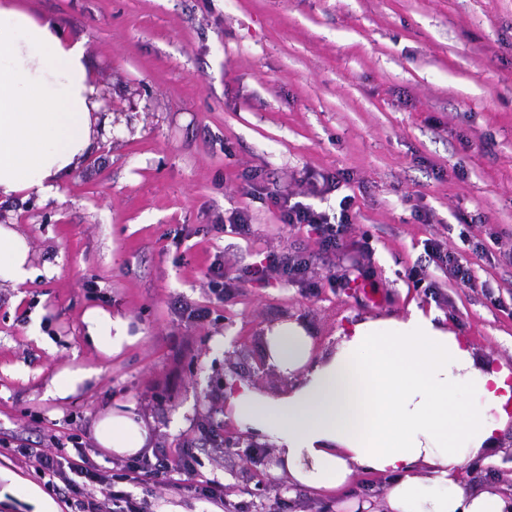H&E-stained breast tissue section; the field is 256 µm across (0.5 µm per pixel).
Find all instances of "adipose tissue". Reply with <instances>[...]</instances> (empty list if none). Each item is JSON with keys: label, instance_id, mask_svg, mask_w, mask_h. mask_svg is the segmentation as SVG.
I'll return each instance as SVG.
<instances>
[{"label": "adipose tissue", "instance_id": "adipose-tissue-1", "mask_svg": "<svg viewBox=\"0 0 512 512\" xmlns=\"http://www.w3.org/2000/svg\"><path fill=\"white\" fill-rule=\"evenodd\" d=\"M112 136L82 41L20 0H0V197L55 194L59 177ZM31 247L0 224V284L31 277ZM105 355L132 342L126 319L101 308L84 316ZM265 361L288 377L271 396L240 381L224 390V417L274 445L275 474L294 489L341 495L361 472L387 477L385 512H512V496L459 484L468 463L512 422V371L486 364L435 314L367 319L336 349L315 356L296 321L267 330ZM99 444L137 454L149 438L133 412L112 408Z\"/></svg>", "mask_w": 512, "mask_h": 512}]
</instances>
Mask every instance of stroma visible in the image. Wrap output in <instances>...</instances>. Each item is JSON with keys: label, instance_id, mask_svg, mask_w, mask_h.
Masks as SVG:
<instances>
[{"label": "stroma", "instance_id": "35a3bbf8", "mask_svg": "<svg viewBox=\"0 0 512 512\" xmlns=\"http://www.w3.org/2000/svg\"><path fill=\"white\" fill-rule=\"evenodd\" d=\"M84 41L101 98L112 103V139L64 174L58 194L0 202V219L31 245L32 280L0 286V512H34L22 485L41 486L20 446L48 435L93 442L91 462L116 457L96 445L95 424L129 407L149 428V447L175 456L194 445L200 479L227 488L237 512H259L274 495H248L252 470L201 428L237 437L224 420V380L244 378L269 395L286 379L260 370L265 330L295 320L316 354L334 349L347 324L434 311L477 353L512 369V0H24ZM347 172L323 205L353 196L349 239L328 255L314 235L280 223L265 185L308 193L310 176ZM245 210L252 231L219 232ZM428 213L422 223L419 213ZM473 218L461 240L458 215ZM428 238L467 260L483 289L430 268L435 294L404 271ZM480 241L482 254L469 242ZM302 251L316 292L280 279L217 297L205 274L222 259L238 275L267 252ZM371 263L376 287L359 271ZM350 276L349 287L331 282ZM207 308L199 323L181 303ZM100 307L129 321L132 344L108 357L86 339L83 316ZM95 377L64 400L45 395L64 369ZM512 451L502 431L481 474L498 487ZM158 512H207L206 503L154 485Z\"/></svg>", "mask_w": 512, "mask_h": 512}]
</instances>
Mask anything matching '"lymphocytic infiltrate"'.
Returning a JSON list of instances; mask_svg holds the SVG:
<instances>
[{
  "instance_id": "lymphocytic-infiltrate-1",
  "label": "lymphocytic infiltrate",
  "mask_w": 512,
  "mask_h": 512,
  "mask_svg": "<svg viewBox=\"0 0 512 512\" xmlns=\"http://www.w3.org/2000/svg\"><path fill=\"white\" fill-rule=\"evenodd\" d=\"M244 192L250 196L267 193L278 211L280 223L307 227L316 235L323 253L333 254L346 247L348 229L353 222L352 196H344L338 209L334 210L296 199L294 194L285 191H264L253 182L245 185ZM423 251L424 262L415 263L404 272L414 287H422L427 269L432 266L447 274L459 287L477 288L476 279L458 253L449 251L433 239L424 240ZM309 266L310 260L302 252L288 255L272 252L243 269L238 276L228 279L224 276L223 263L217 261L208 269V287L220 295L228 287L237 288L245 283L276 277L311 292L317 284L308 276ZM25 455L35 473L46 478L49 488L71 512H102L101 501L105 498L111 500L112 512H152L148 499L135 498L125 488L126 483L143 476L153 479L157 485L187 492L190 497L215 507L224 505L223 484L215 479H197L199 460L190 452L174 459L162 451L150 456L138 455L117 464L115 471L109 472L90 463L85 443L77 442L69 448L58 436L52 435L44 447L26 449Z\"/></svg>"
}]
</instances>
